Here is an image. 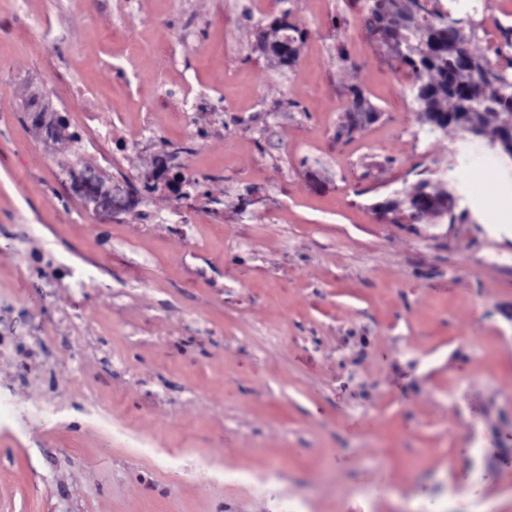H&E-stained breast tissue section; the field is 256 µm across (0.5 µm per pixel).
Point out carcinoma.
<instances>
[{"mask_svg":"<svg viewBox=\"0 0 512 512\" xmlns=\"http://www.w3.org/2000/svg\"><path fill=\"white\" fill-rule=\"evenodd\" d=\"M399 0H367V23L378 29L396 44L414 45L412 56L402 61L417 75L410 89L413 101L427 123L441 127L467 130L479 136L487 133L489 119L496 120L491 140L498 143L512 127L503 123V117L512 116V90L504 96L496 79L484 77L481 68L485 58L473 54L469 44L474 30L466 27L441 29L440 10L432 5L428 10L429 28L413 33L394 24V14ZM279 31L277 42L263 48L264 53L288 67L297 57V43L304 32L296 25L282 19L276 25ZM177 188H168L175 200L189 199L197 190L198 181L177 173ZM448 213L455 220L452 197L446 196L441 208L414 204L410 215Z\"/></svg>","mask_w":512,"mask_h":512,"instance_id":"carcinoma-1","label":"carcinoma"}]
</instances>
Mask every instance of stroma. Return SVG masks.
<instances>
[{"mask_svg": "<svg viewBox=\"0 0 512 512\" xmlns=\"http://www.w3.org/2000/svg\"><path fill=\"white\" fill-rule=\"evenodd\" d=\"M115 3L0 0V387L67 408L0 422V512H512V163L425 122L365 0ZM282 17L290 67L259 46ZM166 155L193 206L141 190ZM74 163L136 200L94 211ZM422 180L455 220L382 209ZM49 253L109 269L45 289ZM64 406L60 405L56 399V396L51 394L46 395L43 400L33 407L28 408L27 414L32 417L39 419H50L57 423L64 419Z\"/></svg>", "mask_w": 512, "mask_h": 512, "instance_id": "obj_1", "label": "stroma"}]
</instances>
